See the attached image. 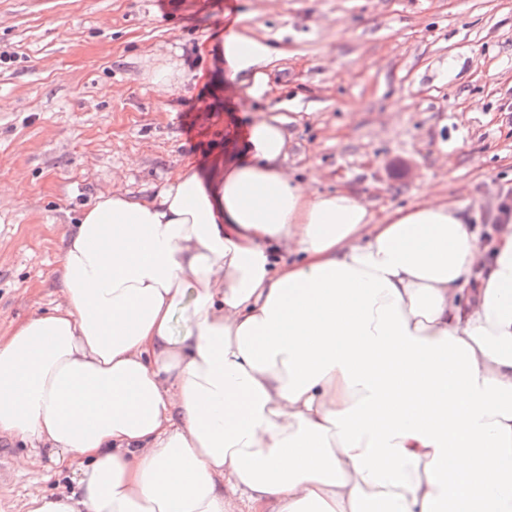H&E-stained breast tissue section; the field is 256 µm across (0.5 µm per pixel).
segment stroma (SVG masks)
Listing matches in <instances>:
<instances>
[{"instance_id":"1","label":"stroma","mask_w":512,"mask_h":512,"mask_svg":"<svg viewBox=\"0 0 512 512\" xmlns=\"http://www.w3.org/2000/svg\"><path fill=\"white\" fill-rule=\"evenodd\" d=\"M0 0V334L52 308L64 234L100 191L156 192L246 153L285 119V166L373 211L427 188L479 211L512 196V0ZM274 51L266 89L230 76L224 40ZM179 62L168 93L148 64ZM37 463L19 469L24 457ZM49 449L0 436V512L68 487Z\"/></svg>"}]
</instances>
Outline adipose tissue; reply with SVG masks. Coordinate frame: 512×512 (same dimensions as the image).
Listing matches in <instances>:
<instances>
[{
  "instance_id": "obj_1",
  "label": "adipose tissue",
  "mask_w": 512,
  "mask_h": 512,
  "mask_svg": "<svg viewBox=\"0 0 512 512\" xmlns=\"http://www.w3.org/2000/svg\"><path fill=\"white\" fill-rule=\"evenodd\" d=\"M272 56L223 43L255 95ZM248 142L99 193L58 305L0 335V434L76 484L27 512H512V208L482 242L434 190L377 214L290 176L280 116Z\"/></svg>"
}]
</instances>
